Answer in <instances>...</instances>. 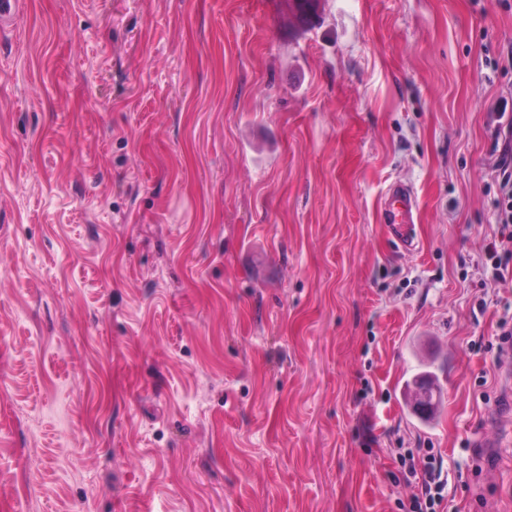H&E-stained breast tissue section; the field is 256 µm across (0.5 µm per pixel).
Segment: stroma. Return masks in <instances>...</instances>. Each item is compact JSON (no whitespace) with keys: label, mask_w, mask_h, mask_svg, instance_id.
<instances>
[{"label":"stroma","mask_w":512,"mask_h":512,"mask_svg":"<svg viewBox=\"0 0 512 512\" xmlns=\"http://www.w3.org/2000/svg\"><path fill=\"white\" fill-rule=\"evenodd\" d=\"M511 48L512 0H27L0 31V512H399L401 448L442 454L458 512H512L472 347L512 317V71L484 63ZM493 138L503 141L504 153L496 166V179L499 184L500 197H497L494 205L497 213V223L503 228L512 224V116L510 114L506 125L501 123L494 128ZM509 157V159H508ZM418 198L407 186L391 185L385 193L380 223L385 224L389 236L405 252L417 248L410 233V224H416ZM490 259L492 262V275L493 278L502 285H507L510 282L512 284V268L510 266V260L512 259V250L503 249L504 255H508L502 258L499 255L497 243L492 242L488 248ZM511 256V257H510Z\"/></svg>","instance_id":"obj_1"}]
</instances>
